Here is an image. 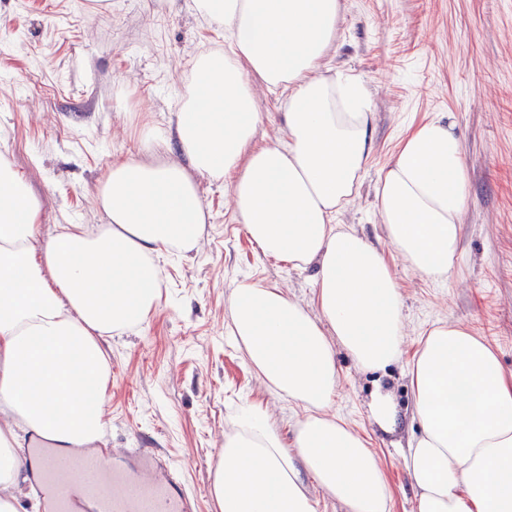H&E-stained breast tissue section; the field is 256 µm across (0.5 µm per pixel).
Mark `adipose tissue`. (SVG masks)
Masks as SVG:
<instances>
[{"label":"adipose tissue","instance_id":"adipose-tissue-1","mask_svg":"<svg viewBox=\"0 0 512 512\" xmlns=\"http://www.w3.org/2000/svg\"><path fill=\"white\" fill-rule=\"evenodd\" d=\"M228 32L229 51L198 55L174 124L144 123L143 150L182 160L113 161L95 205L106 223L72 224L37 244L41 202L0 161V512H18L27 482L21 436L54 449L104 430L111 366L103 336L146 323L159 304L157 259L187 252L204 231L199 179L225 185L237 221L268 258L315 266L311 314L276 285L235 284L229 334L266 388L304 410L291 438L261 404L238 405L214 470L218 512H315L310 486L347 512H391L392 491L364 439L328 408L337 350L363 370L400 360L403 295L388 254L446 282L460 259L470 184L452 122L415 128L379 176L388 250L334 219L352 201L374 144L372 101L357 76L328 66L340 0H194ZM283 95L284 141L253 146L254 87ZM421 434L404 456L418 512H512V375L470 330L431 327L412 360Z\"/></svg>","mask_w":512,"mask_h":512}]
</instances>
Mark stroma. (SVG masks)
<instances>
[{"instance_id":"35a3bbf8","label":"stroma","mask_w":512,"mask_h":512,"mask_svg":"<svg viewBox=\"0 0 512 512\" xmlns=\"http://www.w3.org/2000/svg\"><path fill=\"white\" fill-rule=\"evenodd\" d=\"M342 2L332 64L373 93L374 150L337 223L387 249L377 180L403 139L438 114L453 121L471 180L461 257L445 283L389 259L404 300L401 359L370 372L336 354L330 413L381 464L391 512H418L403 455L420 430L408 370L423 333L463 326L512 374V0ZM229 45L193 0H0V159L42 201L40 240L63 224L102 223L95 195L112 161L139 155L144 121L174 123L194 58ZM199 188L211 218L198 245L164 257L165 288L149 321L104 339L110 397L98 443L108 454L160 449L196 494L198 512H217L210 478L241 399L261 402L286 436L303 415L264 386L228 336L229 294L240 282L276 284L311 307L315 269L265 258L223 185L203 178ZM379 388L400 413L392 434L370 416Z\"/></svg>"}]
</instances>
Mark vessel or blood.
Listing matches in <instances>:
<instances>
[{"instance_id": "vessel-or-blood-1", "label": "vessel or blood", "mask_w": 512, "mask_h": 512, "mask_svg": "<svg viewBox=\"0 0 512 512\" xmlns=\"http://www.w3.org/2000/svg\"><path fill=\"white\" fill-rule=\"evenodd\" d=\"M34 491L49 489L46 512H197L170 459L151 448H128L104 460L76 450L45 451Z\"/></svg>"}]
</instances>
